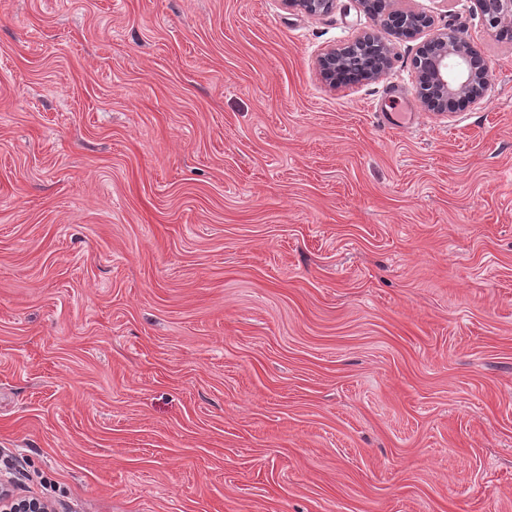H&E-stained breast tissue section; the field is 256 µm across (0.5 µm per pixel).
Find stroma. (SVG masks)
<instances>
[{"instance_id": "obj_1", "label": "stroma", "mask_w": 512, "mask_h": 512, "mask_svg": "<svg viewBox=\"0 0 512 512\" xmlns=\"http://www.w3.org/2000/svg\"><path fill=\"white\" fill-rule=\"evenodd\" d=\"M0 0V474L54 512H512V42L473 0ZM454 29L486 96L423 106ZM377 34L392 65L326 84ZM399 0H381L380 17L382 23L388 29L391 28L396 35L405 38H412L424 28L431 25L430 19L422 14L406 11L396 6ZM345 49V47L331 48L318 58L320 73L332 86H336V81L339 82V79H341L337 74V65Z\"/></svg>"}]
</instances>
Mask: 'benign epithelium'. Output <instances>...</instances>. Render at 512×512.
Segmentation results:
<instances>
[{"instance_id":"7a95c632","label":"benign epithelium","mask_w":512,"mask_h":512,"mask_svg":"<svg viewBox=\"0 0 512 512\" xmlns=\"http://www.w3.org/2000/svg\"><path fill=\"white\" fill-rule=\"evenodd\" d=\"M290 7L316 16L332 10L334 0H285ZM399 0H379L380 18L385 27L396 35L412 38L430 27L427 17L397 7ZM477 11L487 18V27L501 34L512 31V0H474ZM380 43L377 57L360 77L362 81L380 78L390 68L392 59L388 46L374 34L358 41ZM428 52L416 68L420 99L431 112H455L485 96L490 86L486 60L474 52L472 44L446 31L439 32L425 45ZM345 48H331L318 58L322 77L334 86L339 80L337 65ZM0 512H53L37 499L16 502L10 498L6 484L0 481Z\"/></svg>"}]
</instances>
